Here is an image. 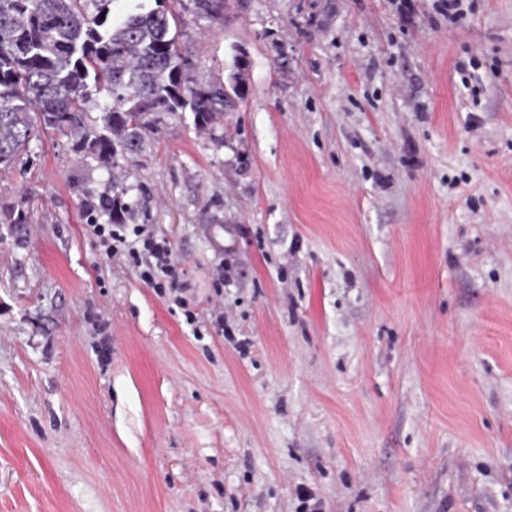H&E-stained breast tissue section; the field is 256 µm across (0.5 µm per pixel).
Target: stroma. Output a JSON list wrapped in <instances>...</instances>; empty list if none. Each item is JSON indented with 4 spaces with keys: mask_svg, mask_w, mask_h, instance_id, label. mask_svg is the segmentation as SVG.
Returning a JSON list of instances; mask_svg holds the SVG:
<instances>
[{
    "mask_svg": "<svg viewBox=\"0 0 512 512\" xmlns=\"http://www.w3.org/2000/svg\"><path fill=\"white\" fill-rule=\"evenodd\" d=\"M447 2L183 12L238 111L0 170V512H512V0ZM112 175L176 287L90 233Z\"/></svg>",
    "mask_w": 512,
    "mask_h": 512,
    "instance_id": "1",
    "label": "stroma"
}]
</instances>
